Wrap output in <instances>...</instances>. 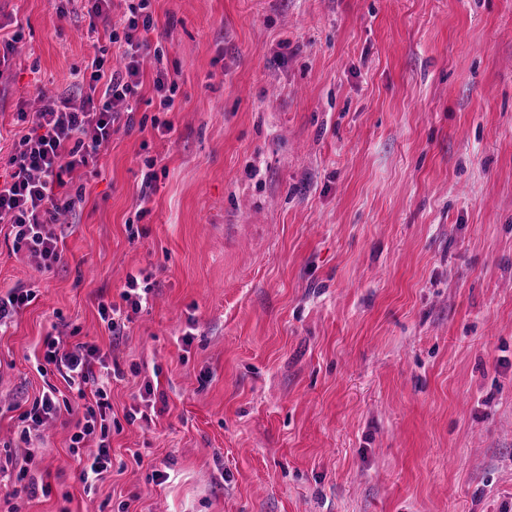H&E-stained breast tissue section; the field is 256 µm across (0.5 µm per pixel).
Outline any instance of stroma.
<instances>
[{"mask_svg": "<svg viewBox=\"0 0 512 512\" xmlns=\"http://www.w3.org/2000/svg\"><path fill=\"white\" fill-rule=\"evenodd\" d=\"M173 130L113 135L38 273L0 233V458L42 340L97 344L112 457L92 491L42 428L49 495L0 512H512V0H155ZM0 154L108 34L81 0H0ZM156 161L141 197L145 158ZM148 304L112 341L99 300ZM79 327L71 335V327ZM157 385L153 423L125 414ZM168 482L151 481L154 470ZM31 289L10 288L4 295L0 291V332L7 329L14 321V318L34 298Z\"/></svg>", "mask_w": 512, "mask_h": 512, "instance_id": "35a3bbf8", "label": "stroma"}]
</instances>
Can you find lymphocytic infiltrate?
<instances>
[{"label": "lymphocytic infiltrate", "instance_id": "obj_1", "mask_svg": "<svg viewBox=\"0 0 512 512\" xmlns=\"http://www.w3.org/2000/svg\"><path fill=\"white\" fill-rule=\"evenodd\" d=\"M89 32L105 29L124 60L113 70L106 48H99L85 70L75 72L74 86L89 90L81 108H73L69 96L37 101L32 111L18 114L26 123L21 136L5 159L8 174L0 183V224L7 225L13 252H25L40 272L62 261L60 237L55 231L61 215L70 213L83 200L82 189L73 182L97 171L101 148L120 129L152 126L160 134L173 129L170 120L138 118L141 100L142 60L146 54L163 58L148 35L156 27L153 0H125L120 24L111 18L112 0H84ZM151 286L128 276L119 302H99L98 314L111 336L125 334L132 316L147 302ZM46 364L55 367L69 389L82 400V415L70 424L69 452L81 466L85 488L104 480L112 471L111 431L106 423L111 410L108 379L121 380L120 365L106 367L96 376L95 365L105 358L97 345L81 342L75 350L63 349L54 336L43 339Z\"/></svg>", "mask_w": 512, "mask_h": 512}]
</instances>
